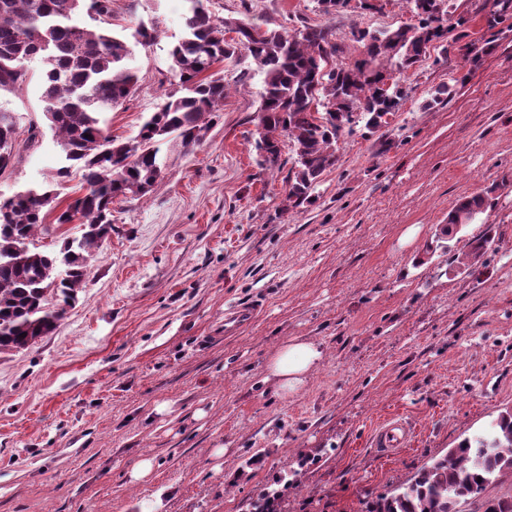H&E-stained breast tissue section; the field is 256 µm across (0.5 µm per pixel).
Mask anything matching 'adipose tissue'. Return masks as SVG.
<instances>
[{"mask_svg":"<svg viewBox=\"0 0 512 512\" xmlns=\"http://www.w3.org/2000/svg\"><path fill=\"white\" fill-rule=\"evenodd\" d=\"M322 359L318 344L293 341L281 347L267 364L268 377L278 392L288 394L302 388L313 368Z\"/></svg>","mask_w":512,"mask_h":512,"instance_id":"ef3b65f1","label":"adipose tissue"}]
</instances>
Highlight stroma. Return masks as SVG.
Returning a JSON list of instances; mask_svg holds the SVG:
<instances>
[{
    "label": "stroma",
    "mask_w": 512,
    "mask_h": 512,
    "mask_svg": "<svg viewBox=\"0 0 512 512\" xmlns=\"http://www.w3.org/2000/svg\"><path fill=\"white\" fill-rule=\"evenodd\" d=\"M327 16L315 0H210L218 18L295 32L333 28L358 57L359 29L412 22L405 0ZM483 0H453L482 45L426 59L387 136L343 135L313 203L285 205L287 169L264 172L253 148L262 89L251 58L224 62L227 94L194 150L168 142L162 179L112 204V233L89 261L76 300L33 347L0 353V512H254L287 477L280 512H365L431 457L512 410V29L489 33ZM185 0H113L92 28L156 38L135 45L139 82L106 113L112 135L137 133L179 79L169 52ZM0 91L17 121V155L0 197L44 185L61 165L43 123L40 58ZM454 94L426 108L431 92ZM493 188L474 224L439 238L459 198ZM488 238L475 271L452 267ZM260 298L242 334L222 333L228 304ZM323 359L283 395L266 381L288 341ZM398 414L416 429L395 457L372 428ZM223 448L214 458L215 448ZM147 483L129 480L143 457Z\"/></svg>",
    "instance_id": "obj_1"
}]
</instances>
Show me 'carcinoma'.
Masks as SVG:
<instances>
[{
  "label": "carcinoma",
  "instance_id": "obj_1",
  "mask_svg": "<svg viewBox=\"0 0 512 512\" xmlns=\"http://www.w3.org/2000/svg\"><path fill=\"white\" fill-rule=\"evenodd\" d=\"M184 36L170 51L172 69L183 94L169 95L131 138L119 139L105 127L104 114L121 105L139 77L129 61L132 47L109 30L85 26L82 10L112 16V0H0V91L26 81L23 63L39 56L44 64L40 98L44 117L56 137L64 165L55 180L30 188L15 199L0 198V353L27 349L56 329L76 299L87 263L112 232L111 205L119 197L145 195L163 177L160 145L184 148L201 141L211 116L224 106L227 86L215 65L242 51L263 76L256 116V163L278 170L290 146L286 200L299 207L314 200L322 176L336 165L342 135L364 123L371 135L391 125L408 96L400 75L414 68L437 45L448 53V34L467 24L459 17L448 25L451 0H406L413 24L354 34L362 57L339 63L346 46L328 26H306L290 34L261 29L252 22L217 19L207 0H187ZM512 20V0H493L487 30ZM17 121L0 110V170L14 159ZM81 172L83 193L55 218L78 221L79 236L66 237L59 249L33 246L38 231L57 208V184L72 169ZM488 189L463 197L439 236L461 231L490 207ZM484 237L468 242L454 263L474 269L487 249ZM55 296V302L48 300ZM512 472V412L499 414L482 432L433 457L404 485L373 499L366 512H459L468 498L482 495ZM483 512H512V496L483 501Z\"/></svg>",
  "mask_w": 512,
  "mask_h": 512
}]
</instances>
